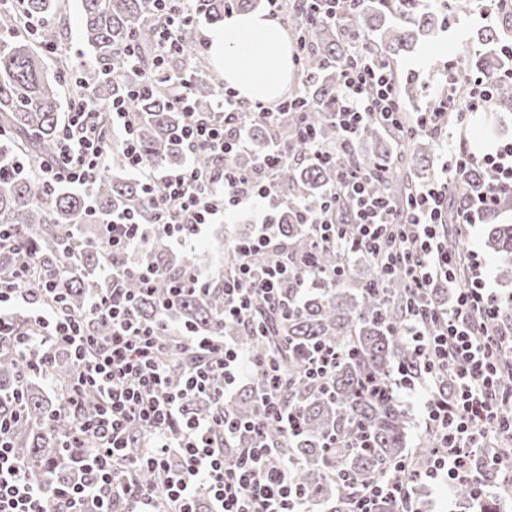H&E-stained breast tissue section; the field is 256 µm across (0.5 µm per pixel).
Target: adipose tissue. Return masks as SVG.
<instances>
[{
    "label": "adipose tissue",
    "instance_id": "1",
    "mask_svg": "<svg viewBox=\"0 0 512 512\" xmlns=\"http://www.w3.org/2000/svg\"><path fill=\"white\" fill-rule=\"evenodd\" d=\"M208 38L226 84L241 98L272 104L285 93L293 64L288 34L278 18L263 10L232 13Z\"/></svg>",
    "mask_w": 512,
    "mask_h": 512
}]
</instances>
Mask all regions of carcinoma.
I'll return each instance as SVG.
<instances>
[{
    "instance_id": "cac0c4a2",
    "label": "carcinoma",
    "mask_w": 512,
    "mask_h": 512,
    "mask_svg": "<svg viewBox=\"0 0 512 512\" xmlns=\"http://www.w3.org/2000/svg\"><path fill=\"white\" fill-rule=\"evenodd\" d=\"M82 30L89 63L76 70L71 56L60 54L49 64L27 39L23 20L36 18L51 24L58 0H19L18 7L0 8V226L20 236L23 249L44 263L55 276L56 294L78 319L86 334L105 336L108 327L87 316L93 292L106 288L103 278L105 225L119 214H134L145 224L157 221L156 203L165 186L153 185L148 199L142 183L127 175L120 147L112 145L106 166L91 192L51 188L34 173H13L16 160L30 156L51 162L55 158L60 123L61 95H89L96 100L102 130L109 129L107 109L113 101L128 99L132 77L116 64L117 54L128 45L139 46L138 66L154 74L155 85L130 102L135 140L142 156L154 167L167 170L185 167L208 169L215 159L205 150L188 148L183 133L190 123L186 110L175 98L189 91L197 112H215L222 96L219 84L208 74H197L200 49L181 36L168 53L166 67L153 64L152 24L156 21L151 0H80ZM262 0H194L187 22L200 17L211 25L224 22L225 7L240 11L258 8ZM444 22L441 11L426 9L416 0H360L359 6L331 17L324 13L299 36L303 65L301 87L282 102V115L274 124L244 120L249 128L251 150L237 153L230 165L250 171L273 144H283L293 162L283 165L272 183L273 194L284 206L268 219L267 232L284 242L288 260L299 264V277L288 279L279 304L270 307L258 296L254 320L244 327L224 319V279L203 289H181L169 301L168 289L142 290L135 275L119 280L137 299L140 319L157 328L167 345L172 385L180 382L183 365L198 354L186 344V335L203 334L227 339L248 351L260 364L255 379L240 394L224 401V415L231 420L258 417L262 368H279L285 386L281 404L294 414L298 428L285 433L275 420L266 422L265 441L288 461V475L311 502L327 512H352L353 495L362 485L392 470L401 462L411 469L426 466L437 447L434 435L423 446H409L408 413L397 390L401 380L421 376L440 379L443 371H428L425 358L414 351L404 336L407 288L402 277L387 272L373 257L353 244L355 231L344 225L345 246L318 241L316 225L302 222L300 205H320L336 185V165L309 160L317 145L333 147L338 140L328 106L340 92V74L353 61L352 43L370 34L368 50L386 63L394 61L421 38ZM476 44L486 52L478 56L488 75L505 66L499 55L503 31L489 26L477 33ZM401 95L416 100L423 86L394 74ZM381 125L367 123L355 137L351 162L366 175L370 190L380 196L391 193L401 181V192L413 189L409 174L428 171L431 145L413 137L399 156L388 152ZM492 179L481 168L470 169L453 185L454 193L472 199L489 189ZM512 206V190L480 210L486 224L484 247L499 261L498 275L512 280V224L499 221ZM363 256L364 274L357 288L347 282L353 270L349 252ZM147 258L158 265L171 285L198 268L199 257L176 253L169 239L155 230ZM25 293L40 296L47 307L55 301L40 294V279L18 283ZM178 323L180 335L167 336L161 320ZM336 350V367L325 378L306 375L315 348ZM27 354L12 339L0 343V421L9 423L8 441L27 475L39 482L53 503L55 489L75 479L73 457L77 449L62 448L75 417L59 394L47 393V383H68L77 371L73 357L58 355L46 376L31 374ZM192 416L206 417L215 410L213 401L195 396L188 403ZM114 481L160 484L154 475L132 473L123 466L113 472Z\"/></svg>"
}]
</instances>
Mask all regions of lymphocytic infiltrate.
<instances>
[{
    "label": "lymphocytic infiltrate",
    "instance_id": "1",
    "mask_svg": "<svg viewBox=\"0 0 512 512\" xmlns=\"http://www.w3.org/2000/svg\"><path fill=\"white\" fill-rule=\"evenodd\" d=\"M158 27L159 51L167 53L178 41L187 11V0H152ZM512 83V68L498 79L487 75L450 77L437 87L438 107L418 113L405 121V110L395 82L384 64L360 58L342 74L341 92L330 112L341 138L331 150L316 149L318 160H335L336 187L328 202L306 210L307 223L316 225L321 240L336 241L343 207L351 209V224L359 245L371 253L383 268L397 272L410 296L428 295L431 288L456 276L458 258L445 244L444 191L430 184L415 189L403 201L370 196L366 179L346 163L357 131L370 121H381L398 129L402 139L421 130L447 128L449 119L464 123L471 112L493 108L496 80ZM220 115H197L189 123L185 138L194 147L209 151L216 159L213 169L184 168L161 171L142 157L132 136L123 103L112 106L109 135L124 145L123 155L145 188L163 182L166 196L158 206L159 226L172 245L180 250L191 246L202 225L214 223L223 213L272 203L269 180L284 163L287 153L274 147L253 171L241 174L224 164V156L242 151L239 132L242 114L274 122L276 112L263 103H243L236 94L224 96ZM96 109L89 98L70 101L67 120L58 132L59 160L33 164L23 159L19 169L35 172L48 186L62 184L90 188L102 171L107 157L106 136L99 131ZM474 166L487 170L492 184L475 201L462 203L458 218L474 221L475 209L492 204L499 191L512 189V143L494 151L477 154L467 149L452 153L450 169L460 177ZM150 237L149 225L128 215L106 227L111 248V276L125 272L136 274L144 283L159 287L161 274L144 259ZM276 241L259 233L236 243L237 265L233 275L224 279V315L243 324L252 321V292H259L270 303L276 302L282 283L296 269L287 259L256 265L257 256L275 252ZM483 257L468 253L470 276L466 287L456 289L447 306L409 308L406 334L418 354L447 367L452 382L450 397L430 393L424 402L427 418L438 431L441 446L432 465L404 479L405 465L363 485L354 512H374L378 500L404 501L413 481L445 480L471 483L475 499L485 489L476 479L472 459L486 451L490 435L512 436V384L502 381L498 354L512 342V322L504 323L503 298L487 285ZM40 265L32 257L23 258L7 274V287L0 288V338L14 336L17 309H25L29 318L54 338L51 347L42 350L32 364L34 372H45L58 349L73 352L82 366L67 388L69 400L82 392L97 394L103 402L100 411L80 416L65 445L80 451L78 478L56 495V508H48L44 490L32 481L0 436V512H84L86 504L99 505L100 512H112L114 499L132 501V512H157L155 490L138 482L116 485L112 470L125 463L132 470H146L162 476V487L170 512H195L194 503L207 495L211 512H307V501L288 476V463L276 459L273 448L264 441L266 420L275 419L285 431L296 427L294 415H282L280 389L282 378L269 368L268 383L261 395V416L247 422H234L217 413L208 417L185 414L188 398L210 393L214 373L224 376L223 395H231L242 382L251 379L254 364L250 355L235 343L213 339L198 341L202 362L184 370L180 388L167 383L169 362L151 326L143 324L135 313L132 298L121 288L97 291L88 303V313L110 324V335H85L80 321L66 307L46 310L38 301L17 293L13 282L40 276ZM148 433L147 448L140 454L128 451L131 425ZM247 438L236 468L225 469L224 450L219 437ZM180 456L178 473H171V456Z\"/></svg>",
    "mask_w": 512,
    "mask_h": 512
}]
</instances>
